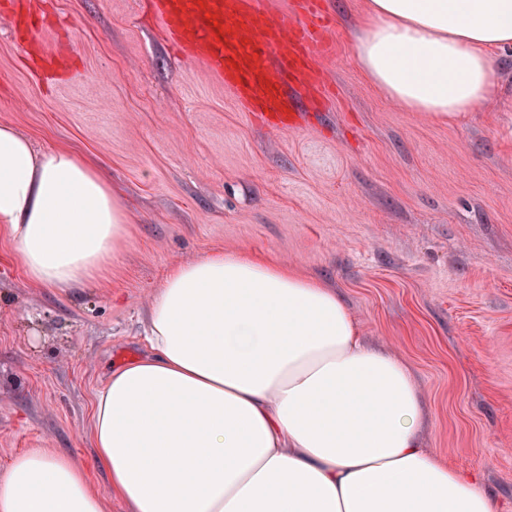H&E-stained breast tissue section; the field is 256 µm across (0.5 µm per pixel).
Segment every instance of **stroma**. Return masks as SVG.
Masks as SVG:
<instances>
[{
	"instance_id": "1",
	"label": "stroma",
	"mask_w": 512,
	"mask_h": 512,
	"mask_svg": "<svg viewBox=\"0 0 512 512\" xmlns=\"http://www.w3.org/2000/svg\"><path fill=\"white\" fill-rule=\"evenodd\" d=\"M36 2L42 39L70 51L30 60L18 0H0V123L96 162L131 224L119 262L82 288L29 282L0 236V470L29 448L91 467L95 397L144 352L153 294L177 266L241 250L334 288L364 341L410 366L423 447L512 512V49L495 97L437 123L357 64L366 0H328L336 97L269 131L174 52L143 0Z\"/></svg>"
}]
</instances>
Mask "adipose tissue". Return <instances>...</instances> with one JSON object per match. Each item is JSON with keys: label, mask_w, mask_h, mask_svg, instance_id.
I'll return each instance as SVG.
<instances>
[{"label": "adipose tissue", "mask_w": 512, "mask_h": 512, "mask_svg": "<svg viewBox=\"0 0 512 512\" xmlns=\"http://www.w3.org/2000/svg\"><path fill=\"white\" fill-rule=\"evenodd\" d=\"M509 48L512 0H368L355 55L383 95L456 124L493 95ZM129 222L93 162L0 123V232L30 281L83 286L119 259ZM147 340L94 406V463L129 512H497L423 448L410 367L366 345L315 277L206 255L154 293ZM0 512L107 508L84 464L30 448L0 472Z\"/></svg>", "instance_id": "adipose-tissue-1"}]
</instances>
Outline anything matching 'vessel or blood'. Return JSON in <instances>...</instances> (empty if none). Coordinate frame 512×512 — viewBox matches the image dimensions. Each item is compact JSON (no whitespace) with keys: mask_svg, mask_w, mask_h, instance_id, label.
Instances as JSON below:
<instances>
[{"mask_svg":"<svg viewBox=\"0 0 512 512\" xmlns=\"http://www.w3.org/2000/svg\"><path fill=\"white\" fill-rule=\"evenodd\" d=\"M323 0H293L290 18H274L261 0H148L175 46L202 63L234 93L259 125L300 127L305 116L284 93L287 83L309 91L313 102L331 91L318 63L330 50ZM12 23L41 50V24L31 12Z\"/></svg>","mask_w":512,"mask_h":512,"instance_id":"obj_1","label":"vessel or blood"}]
</instances>
